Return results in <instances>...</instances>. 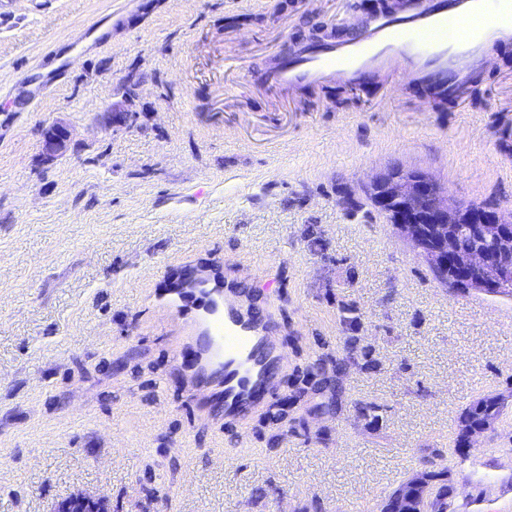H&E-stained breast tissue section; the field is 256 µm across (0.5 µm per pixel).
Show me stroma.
<instances>
[{
	"instance_id": "1",
	"label": "stroma",
	"mask_w": 512,
	"mask_h": 512,
	"mask_svg": "<svg viewBox=\"0 0 512 512\" xmlns=\"http://www.w3.org/2000/svg\"><path fill=\"white\" fill-rule=\"evenodd\" d=\"M364 5L0 0V512L78 494L108 512H375L427 448L447 454L454 512H512V405L450 452L466 405L512 393V298L442 287L371 206L339 203L400 165L512 212V39L445 112L409 80L291 103L252 83L284 38H347ZM131 75L135 118L112 122ZM56 122L71 139L47 166ZM198 269L298 337L288 375L341 348L336 303L355 304L382 369H350L345 395L381 421L225 419L192 365L195 307L168 306Z\"/></svg>"
}]
</instances>
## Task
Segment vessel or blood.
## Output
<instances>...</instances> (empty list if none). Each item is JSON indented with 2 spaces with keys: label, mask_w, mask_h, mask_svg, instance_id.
I'll return each instance as SVG.
<instances>
[{
  "label": "vessel or blood",
  "mask_w": 512,
  "mask_h": 512,
  "mask_svg": "<svg viewBox=\"0 0 512 512\" xmlns=\"http://www.w3.org/2000/svg\"><path fill=\"white\" fill-rule=\"evenodd\" d=\"M512 37V0H405L396 11L360 24L339 43L299 46L271 73V87L336 80L347 84L381 70L411 67L422 77L468 73L502 40ZM197 302L205 324L201 368L219 377L224 416L245 419L271 387L284 355L268 325L242 310L222 289H179Z\"/></svg>",
  "instance_id": "1"
}]
</instances>
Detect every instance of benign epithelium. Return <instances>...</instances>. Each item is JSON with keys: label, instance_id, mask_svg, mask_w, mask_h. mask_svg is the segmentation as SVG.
I'll return each instance as SVG.
<instances>
[{"label": "benign epithelium", "instance_id": "1", "mask_svg": "<svg viewBox=\"0 0 512 512\" xmlns=\"http://www.w3.org/2000/svg\"><path fill=\"white\" fill-rule=\"evenodd\" d=\"M69 140L68 128L55 123L43 131L42 160L51 163L61 156ZM342 206L352 211L370 205L406 238L417 256L433 269H446L455 264L463 270L484 269L491 265L486 252L474 250L452 256V242L461 224H470L483 238L500 239L499 253L512 254V235L502 229L512 224V214L506 216L496 206L483 204L472 209L465 204H453L432 177L419 169L388 168L364 184L360 191L342 197ZM430 485L417 474L393 494L392 501L409 504L414 512L429 499ZM54 512H107L103 502L75 496L61 502Z\"/></svg>", "mask_w": 512, "mask_h": 512}]
</instances>
